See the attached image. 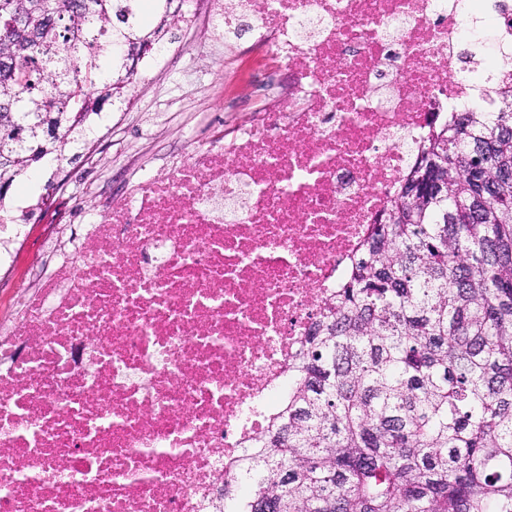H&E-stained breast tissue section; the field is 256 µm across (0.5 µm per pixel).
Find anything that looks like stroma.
I'll return each mask as SVG.
<instances>
[{
    "mask_svg": "<svg viewBox=\"0 0 512 512\" xmlns=\"http://www.w3.org/2000/svg\"><path fill=\"white\" fill-rule=\"evenodd\" d=\"M167 53L153 64H140L134 87L125 103L109 105L111 128L97 130L83 159L57 167L44 159L32 179L31 191L39 195L48 179L62 182L51 205L38 223L30 225L25 245L14 252V272L31 277L46 268L48 258L40 242L58 227L72 207L104 211L109 201L120 199L129 180V164L159 170L180 153L189 139L206 136L211 124L204 113L220 114L239 87L219 80V70L236 67L249 71L254 54L234 51L214 56L197 37L174 28L165 44Z\"/></svg>",
    "mask_w": 512,
    "mask_h": 512,
    "instance_id": "stroma-1",
    "label": "stroma"
}]
</instances>
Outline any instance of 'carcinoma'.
I'll list each match as a JSON object with an SVG mask.
<instances>
[{
	"label": "carcinoma",
	"instance_id": "carcinoma-1",
	"mask_svg": "<svg viewBox=\"0 0 512 512\" xmlns=\"http://www.w3.org/2000/svg\"><path fill=\"white\" fill-rule=\"evenodd\" d=\"M174 0H0V205L136 78ZM422 137L224 512H512V87ZM54 125L49 140L45 129Z\"/></svg>",
	"mask_w": 512,
	"mask_h": 512
}]
</instances>
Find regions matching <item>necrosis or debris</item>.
Listing matches in <instances>:
<instances>
[{"mask_svg":"<svg viewBox=\"0 0 512 512\" xmlns=\"http://www.w3.org/2000/svg\"><path fill=\"white\" fill-rule=\"evenodd\" d=\"M488 18V26L474 17ZM278 67L259 118L145 173L0 318V512H222L323 303L446 113L457 48L507 59L512 0H192Z\"/></svg>","mask_w":512,"mask_h":512,"instance_id":"obj_1","label":"necrosis or debris"}]
</instances>
